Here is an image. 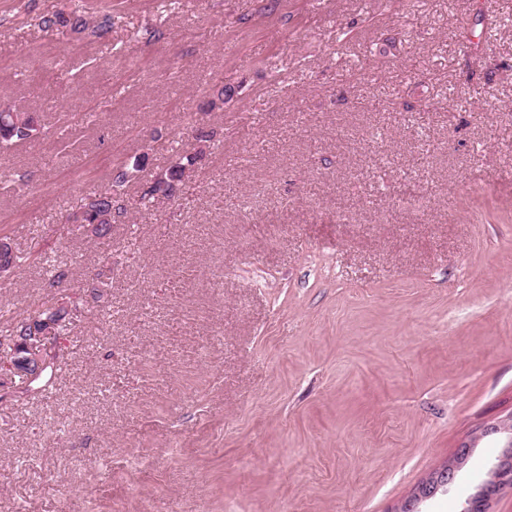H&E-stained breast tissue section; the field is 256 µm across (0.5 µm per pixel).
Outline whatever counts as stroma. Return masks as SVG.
I'll use <instances>...</instances> for the list:
<instances>
[{"label":"stroma","mask_w":512,"mask_h":512,"mask_svg":"<svg viewBox=\"0 0 512 512\" xmlns=\"http://www.w3.org/2000/svg\"><path fill=\"white\" fill-rule=\"evenodd\" d=\"M101 2L111 32L79 40L36 19L84 0H0V103L42 125L0 150L27 256L0 309L38 310L55 264L74 329L60 434L0 378V512H398L512 413V0ZM210 129L194 180L139 206ZM138 157L111 236L67 223ZM497 454L420 512H463Z\"/></svg>","instance_id":"stroma-1"}]
</instances>
